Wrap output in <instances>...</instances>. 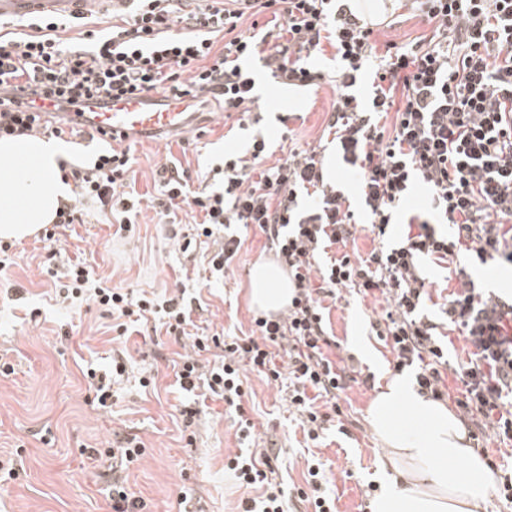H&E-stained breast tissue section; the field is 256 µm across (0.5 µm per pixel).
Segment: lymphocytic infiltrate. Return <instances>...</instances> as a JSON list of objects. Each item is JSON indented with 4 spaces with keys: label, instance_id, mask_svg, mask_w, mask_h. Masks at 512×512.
Wrapping results in <instances>:
<instances>
[{
    "label": "lymphocytic infiltrate",
    "instance_id": "obj_1",
    "mask_svg": "<svg viewBox=\"0 0 512 512\" xmlns=\"http://www.w3.org/2000/svg\"><path fill=\"white\" fill-rule=\"evenodd\" d=\"M432 28L412 44L390 43L378 53L372 30L344 0H135L132 10L113 15L108 26L73 16L30 20L27 32L0 35V137L49 132L63 138L64 123L48 125L38 100L57 110L81 111L96 96L123 99L158 93L164 98L202 101L214 97L224 111L254 108L256 81L245 60L263 56L281 83L312 87L321 80L311 56L333 48L339 89L328 121L343 161L360 174V203L378 241L367 257H326L332 246L355 233L354 212L341 191L326 181L316 151L290 152L262 166L264 141L252 152L224 163L222 191L189 195L182 176H163V214L199 211L198 235L223 230L224 242L210 259L215 272L229 268L241 247L233 228L252 224L267 237L288 271L294 294L281 316L254 318L250 334L196 337L197 350L222 355L209 372L183 359L175 376L184 391L204 389L223 398L238 416L240 438L254 424L242 406L244 369L272 381H287L288 403L300 415L304 437L318 442L327 423L341 417L339 399L357 373L336 365L322 299L337 289L381 295L391 308L371 324L394 356L396 371L415 368L419 395L448 397V344L443 327L459 331L468 360L453 376L460 418L471 437L512 441V296L485 292L462 267V259H493L512 265V0H400ZM271 15L265 34L242 29L246 16ZM77 32L78 43L65 35ZM380 63L371 74L368 97L356 87L364 63ZM82 198L110 211L120 231L132 229L135 201L128 148L108 146L91 165H71ZM428 192V210H408L414 186ZM403 224L394 234V224ZM446 270L457 282L440 309L445 324L418 316L430 293L424 263ZM320 272V288L311 275ZM64 280L63 299L88 298L125 335L130 324L163 315L167 334L180 336L190 312L177 299L132 297L106 283L90 285L87 262L50 269ZM145 451L124 437L92 449L112 472V512H144L129 492L124 472ZM267 453L237 455L226 466L240 483L260 494L242 512H288L285 493L269 482Z\"/></svg>",
    "mask_w": 512,
    "mask_h": 512
}]
</instances>
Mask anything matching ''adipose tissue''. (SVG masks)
Wrapping results in <instances>:
<instances>
[{"label":"adipose tissue","mask_w":512,"mask_h":512,"mask_svg":"<svg viewBox=\"0 0 512 512\" xmlns=\"http://www.w3.org/2000/svg\"><path fill=\"white\" fill-rule=\"evenodd\" d=\"M64 156L52 140L0 138V239L21 240L55 222L71 194L61 178ZM293 292L273 264L253 266L249 295L259 309H286ZM367 415L391 472L371 512H481L493 475L446 405L418 395L406 375L398 374L376 393Z\"/></svg>","instance_id":"adipose-tissue-1"}]
</instances>
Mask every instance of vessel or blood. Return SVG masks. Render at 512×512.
Instances as JSON below:
<instances>
[{
    "mask_svg": "<svg viewBox=\"0 0 512 512\" xmlns=\"http://www.w3.org/2000/svg\"><path fill=\"white\" fill-rule=\"evenodd\" d=\"M132 0H0V19L58 13L77 17L125 8ZM71 126L105 136L132 141L146 135H162L186 130L194 121L186 103L153 96L111 101H88L82 111L65 115Z\"/></svg>",
    "mask_w": 512,
    "mask_h": 512,
    "instance_id": "obj_1",
    "label": "vessel or blood"
}]
</instances>
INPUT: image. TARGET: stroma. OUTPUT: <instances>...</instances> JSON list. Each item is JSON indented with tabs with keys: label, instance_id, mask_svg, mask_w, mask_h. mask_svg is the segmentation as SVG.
<instances>
[{
	"label": "stroma",
	"instance_id": "35a3bbf8",
	"mask_svg": "<svg viewBox=\"0 0 512 512\" xmlns=\"http://www.w3.org/2000/svg\"><path fill=\"white\" fill-rule=\"evenodd\" d=\"M430 33L429 25L402 9L375 25L373 38L382 48ZM256 74V92L266 108L224 114L208 102L201 106L208 119L188 138L161 135L132 143V188L141 204L131 237L115 236L111 215L88 201L82 223L60 230L53 245L61 251L60 262L87 261L92 279H108L130 295L183 296L192 307L186 335L170 336L161 329L152 338L134 325L127 335L117 336L93 304L57 297L44 266L52 245L38 234L14 242L15 263L0 272V355H7L15 368L0 376V461L19 458L23 468L0 486V512H112L106 484L93 482V461L81 449L106 447L117 434L137 436L145 446L144 456L128 472L127 486L143 499L146 512H237L241 501L258 491L240 484L224 463L227 457L263 448L271 451L268 478L289 495L292 512L306 510L299 491L306 486V462L313 458L323 464V487L335 496L337 512H365L368 486H384L383 452L366 420L370 400L394 368L389 347L369 325L384 312L383 299L344 288L324 302L334 342L328 357L336 361L352 352L351 337L361 335L379 363H362L369 383H349L340 399L343 424L330 426L320 444L306 447L303 426L288 410L286 387L250 370L242 376L243 406L255 424L249 440L238 438L234 415L220 397L207 396L192 425L180 415L187 398L176 382V362L195 353L203 366H213L211 352L195 351V337L249 333L258 313L249 298L250 271L257 262L274 261L275 255L252 225L242 230V246L230 269L222 277L212 276L213 243L184 244L192 216L180 210L172 226L157 224L162 169L184 171L187 189L195 193L205 188L209 168L227 154L244 152L255 135L268 143L266 167L285 159L289 149L324 146L327 175L342 187L357 220L352 239L347 246H335V253L364 257L378 245L360 206L358 177L327 147L323 135L336 99L334 83L291 91L276 84L264 67H257ZM118 355L126 359V373L112 387L111 408L90 406L82 367L90 364L105 372ZM145 376L153 379L146 388L140 385ZM185 493L192 496L186 504L181 501Z\"/></svg>",
	"mask_w": 512,
	"mask_h": 512
}]
</instances>
